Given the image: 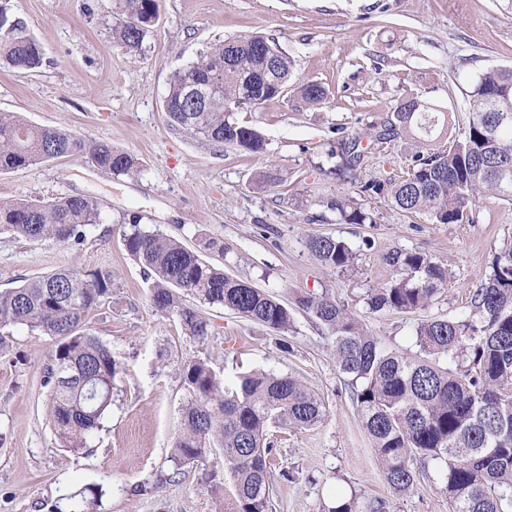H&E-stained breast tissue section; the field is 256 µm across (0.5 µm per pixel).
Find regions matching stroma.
Returning <instances> with one entry per match:
<instances>
[{
    "mask_svg": "<svg viewBox=\"0 0 512 512\" xmlns=\"http://www.w3.org/2000/svg\"><path fill=\"white\" fill-rule=\"evenodd\" d=\"M9 5L42 45L44 62L31 71L0 68V112L108 143L140 165L117 176L70 156L0 172V200H101L100 223L78 245L0 230V290L62 269L111 273L112 293L84 330L117 362L112 405L86 452L75 454L60 447L50 417L46 376L56 339L25 325L0 330L7 341L0 351V512H70L72 495L88 486L100 490L97 512H220L231 491L221 448L181 468L172 461L190 398L182 368L194 359L207 361L228 386L252 370L291 373L324 400L321 423L270 437L273 512H322L340 492L385 498L390 512H448L435 473L409 494L392 493L336 365L331 333L295 298L334 296L400 352L414 350L420 320L469 315L473 289L512 238V206L484 199L474 222L434 224L361 193L363 183L406 174L411 149L399 138L365 157L356 182L325 177L320 167L330 143L383 123L411 97L450 113L447 134L457 136L473 78L490 67L512 68L505 0H157L155 22L135 53L112 37L114 0ZM248 34L274 39L294 64V83L314 81L326 91L316 106L291 91L238 110V121L266 140L258 155L176 129L165 112L175 70L212 43ZM268 170L279 183L258 187L256 175ZM336 192L374 210L376 223H338L319 204ZM134 215L191 250L206 238L223 240V252L204 253V260L289 304L288 332L207 305L212 335L201 343L176 317L155 312L152 280L123 246ZM315 235L348 243L352 265L325 269L307 246ZM395 250L447 262L451 282L426 310L368 312L364 298L387 282L382 257Z\"/></svg>",
    "mask_w": 512,
    "mask_h": 512,
    "instance_id": "1",
    "label": "stroma"
}]
</instances>
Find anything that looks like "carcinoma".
I'll list each match as a JSON object with an SVG mask.
<instances>
[{"label": "carcinoma", "mask_w": 512, "mask_h": 512, "mask_svg": "<svg viewBox=\"0 0 512 512\" xmlns=\"http://www.w3.org/2000/svg\"><path fill=\"white\" fill-rule=\"evenodd\" d=\"M118 9L126 19L113 28V39L136 52L154 25L155 0H118ZM270 47L276 44L264 36L245 35L200 52L172 76L166 96L170 121L215 144L265 152L264 138L233 114L288 91L292 61L279 51L269 52ZM43 58L25 23L10 14L7 0H0V63L34 70ZM209 78L218 81L222 94L207 104L191 99V84ZM297 94L311 105L325 99L324 88L312 81L301 84ZM466 96L470 108L460 138L434 145L433 133L448 126L450 113L410 98L367 136L342 137L329 145L322 173L353 182L369 149L406 134L416 143L406 175L369 182L363 186L368 195L386 199L405 214L424 213L433 224L462 223L483 196L511 204L512 69L483 71ZM73 155L115 175L139 166L135 155L107 143L65 128L32 126L18 113H0V172ZM320 205L346 224L375 223L372 213L344 193L324 197ZM101 211V202L88 196L1 201L0 229L33 242H80ZM123 245L151 273L155 311L176 316L195 340L204 342L212 335L211 323L199 309L182 303L179 290L266 329L281 333L290 327L291 312L284 302L226 275L179 241L143 230L137 215L123 231ZM308 247L332 271H342L354 260L351 247L330 235L311 237ZM386 263L390 280L367 294L372 313L422 311L448 287V265L426 253L394 251ZM111 293V274L85 277L74 270L0 291V327L27 325L60 338L47 383L52 386L57 438L73 453L87 447L88 436L100 428L112 404V351L97 337L77 332ZM297 305L333 333L337 366L348 378L353 403L393 493L415 490L423 471L414 462L422 460L434 463L443 478L451 512H512V239L494 254L490 273L473 292L468 317L419 322L414 353L387 349L328 295L301 296ZM183 381L192 398L182 409L175 465L201 461L218 444L233 487L224 512H272L269 431L307 429L321 422V397L291 374L251 371L227 387L200 359L184 364ZM324 512L390 509L384 498L361 502L352 494L337 496Z\"/></svg>", "instance_id": "carcinoma-1"}]
</instances>
